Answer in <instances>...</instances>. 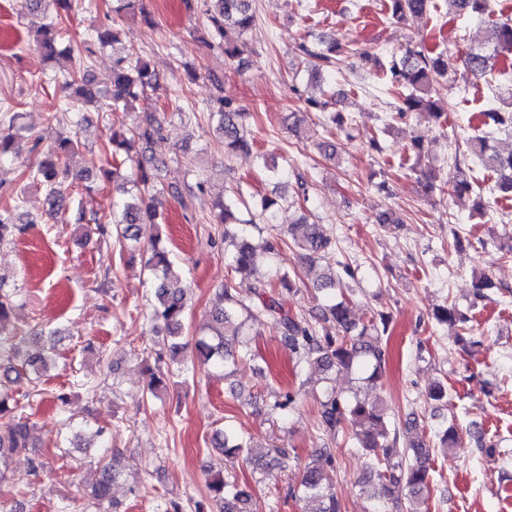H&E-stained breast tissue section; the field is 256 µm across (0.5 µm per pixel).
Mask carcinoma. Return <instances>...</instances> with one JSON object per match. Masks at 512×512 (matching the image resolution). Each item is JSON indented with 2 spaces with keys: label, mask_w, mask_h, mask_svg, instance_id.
I'll list each match as a JSON object with an SVG mask.
<instances>
[{
  "label": "carcinoma",
  "mask_w": 512,
  "mask_h": 512,
  "mask_svg": "<svg viewBox=\"0 0 512 512\" xmlns=\"http://www.w3.org/2000/svg\"><path fill=\"white\" fill-rule=\"evenodd\" d=\"M74 0H19L20 13L29 18L30 32L37 46L48 57L57 52V44L66 35L54 19L48 18L46 7L54 5L56 15L70 13ZM455 14L470 19H484L492 15L491 0H447ZM210 13L211 25L201 40L211 47L224 49L230 59L244 62L246 36L255 24L253 0H204ZM383 9L388 17L399 22L411 17H423L438 11L436 0H384ZM119 30L101 25L88 37L71 40L68 53L78 55L79 69L64 77V87L73 88L71 105L62 115L75 126L81 125L79 113L73 111L78 105L98 103L112 112H132L138 105L150 100L148 92L162 89L159 73L148 61L132 51L113 59L112 71L99 81L91 74L85 63L94 52V47L105 48L118 40ZM492 38L496 49L512 51V23H492ZM338 44L332 39L320 40L319 45H300L301 52L318 62V68L332 73L336 69ZM493 56L481 51L469 50L464 61L474 73L485 75L494 70ZM451 64L448 56L423 45L405 49L401 56L391 57L386 69L385 83L388 90L398 96L397 115L418 112L429 119L440 120L441 99L436 86L448 79ZM211 118L216 121L222 138L224 152L228 157L254 156V140L243 123V114L233 103L218 97L205 105ZM50 114L53 119L61 115ZM484 129L468 141L470 153L485 172L495 176L492 194L512 196V150L502 153L491 144L490 125L512 124V114L489 109L483 112ZM165 119L149 112L131 129L114 128L109 138L112 158L130 154L133 145L140 150L135 167L126 172L121 165H112V183L122 194L120 202L112 212L113 231L120 246L127 243L146 244L148 258L145 267L154 277V291L148 299L151 321L156 333L162 336V351L157 355L158 369H166L169 375H180L188 370L182 353L193 348V355L202 363L225 368L235 363L237 353L233 342L249 335L253 328L270 323L281 340L300 362L320 372L317 382L321 387V425L331 442L342 431L348 439L365 451L384 449L383 458L371 468L374 480L370 512H387L389 506L399 507L401 496L424 498L431 479L430 439L439 440L440 448L448 451L461 443L455 424L443 422L430 431H422L420 437L407 440L398 427H389L385 408L374 395L382 376L386 358L381 347L380 331L387 330L388 318L380 313L361 323L352 314L351 300L345 295L340 274L329 268L316 285L323 293V303L312 319L293 316L284 305V292L297 290L296 280L288 268L285 250L289 249L302 264H312L323 259L333 249L332 237L323 225L303 219L300 224H290L284 237L268 240L261 250L249 244L254 231L261 225L270 224L274 211L280 205L275 198L260 199L246 193L243 187L213 204L214 218L224 225V256L231 270L239 275L255 277L251 295L241 297L233 283L228 281L220 289V306L214 310L216 327L206 339L195 344L183 340L184 316L187 308V288H171L168 279L177 276V269L160 247V208L163 191L158 188V165L146 156L153 141L163 137ZM20 135L14 125L0 130V164L19 154ZM82 147L79 135L59 141L44 151V159L31 172L46 191L48 211L57 215L66 211L63 184L68 176L64 158ZM414 164L410 170L423 178L422 186L430 193L437 189L458 197L476 192L472 177L460 165L447 183V188H436L426 172L420 169L424 146L413 144ZM22 230L17 224L13 210L6 206L0 209V246L13 242L16 233ZM16 302L13 294L0 288V360L15 361L24 372L40 379L54 359L53 349L46 346L43 333H24L13 321ZM432 319L439 325L465 324L468 318L453 304L443 303L434 308ZM339 372L353 377L355 382L365 384L345 396L336 393L333 374ZM17 400L9 388L0 383V478L5 476V464L11 454L29 451V424L16 414ZM217 445L225 453L243 456L264 470L265 459L276 460L280 467H288V453L283 448H266L238 436L226 425L217 434ZM336 449L322 448L317 458L303 470L299 484L300 498L314 503L310 512H342L336 497L335 484L330 470L334 469ZM116 481V470L112 463L99 466L98 479L92 491L93 505L98 512L112 508V484ZM207 487L219 504L220 512H258L256 500L249 486L241 484L234 475L216 473L208 478Z\"/></svg>",
  "instance_id": "obj_1"
}]
</instances>
